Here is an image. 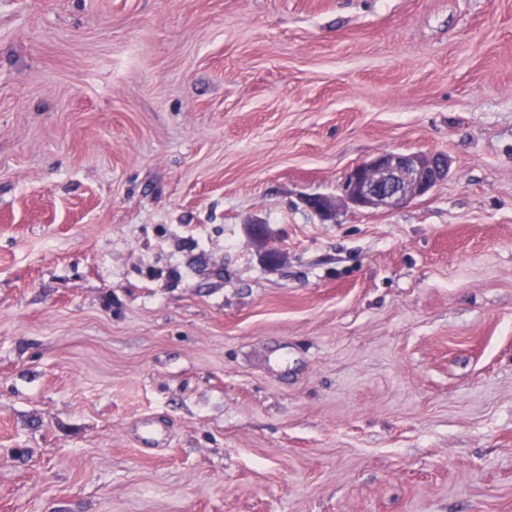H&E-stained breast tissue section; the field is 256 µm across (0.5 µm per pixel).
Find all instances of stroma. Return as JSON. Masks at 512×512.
<instances>
[{
	"label": "stroma",
	"mask_w": 512,
	"mask_h": 512,
	"mask_svg": "<svg viewBox=\"0 0 512 512\" xmlns=\"http://www.w3.org/2000/svg\"><path fill=\"white\" fill-rule=\"evenodd\" d=\"M0 512H512V0H0ZM441 154L381 152L352 167L341 183L342 195L311 196L307 204L329 218L337 203L358 211H390L428 195L448 178Z\"/></svg>",
	"instance_id": "stroma-1"
}]
</instances>
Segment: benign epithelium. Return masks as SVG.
<instances>
[{
  "label": "benign epithelium",
  "mask_w": 512,
  "mask_h": 512,
  "mask_svg": "<svg viewBox=\"0 0 512 512\" xmlns=\"http://www.w3.org/2000/svg\"><path fill=\"white\" fill-rule=\"evenodd\" d=\"M448 168L441 154L381 152L345 174L341 196H311L306 202L325 218L339 202L358 211H390L428 195L448 178Z\"/></svg>",
  "instance_id": "benign-epithelium-1"
}]
</instances>
